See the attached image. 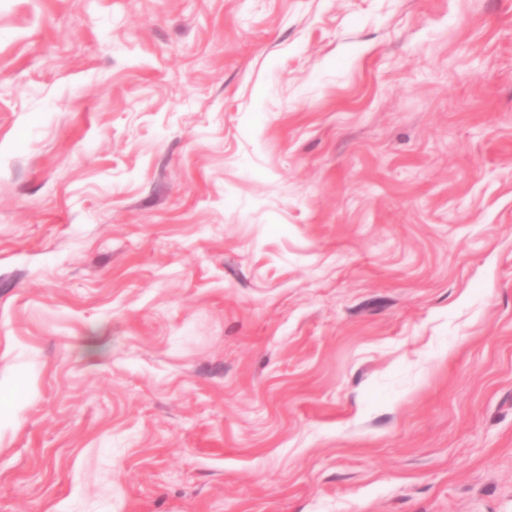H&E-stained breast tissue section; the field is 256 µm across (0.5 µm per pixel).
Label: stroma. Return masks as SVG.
I'll return each instance as SVG.
<instances>
[{"mask_svg":"<svg viewBox=\"0 0 512 512\" xmlns=\"http://www.w3.org/2000/svg\"><path fill=\"white\" fill-rule=\"evenodd\" d=\"M0 512H512V0H0Z\"/></svg>","mask_w":512,"mask_h":512,"instance_id":"1","label":"stroma"}]
</instances>
